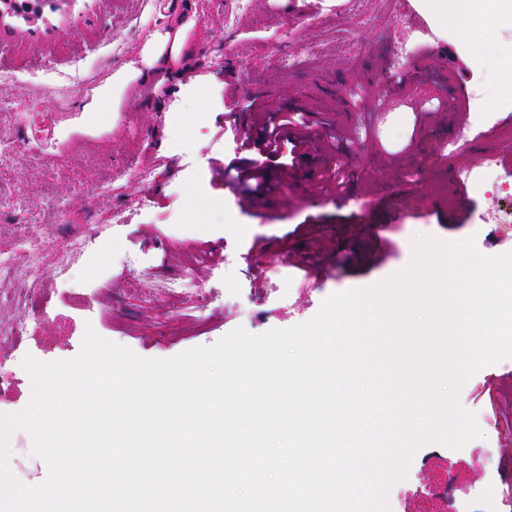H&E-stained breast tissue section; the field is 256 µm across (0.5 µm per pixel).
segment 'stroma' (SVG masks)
Masks as SVG:
<instances>
[{
  "label": "stroma",
  "mask_w": 512,
  "mask_h": 512,
  "mask_svg": "<svg viewBox=\"0 0 512 512\" xmlns=\"http://www.w3.org/2000/svg\"><path fill=\"white\" fill-rule=\"evenodd\" d=\"M35 20L16 14L0 31V252L28 263L23 238H36L40 277L25 313L0 292V323L22 319L21 357L0 341L6 375L0 414L32 396L24 356L76 357L86 328L145 358H170L211 346L235 328L253 335L311 319L329 295L374 285L411 261V239L475 237L485 255L512 251V225L490 219L512 206L498 191L468 188L457 217L430 208L451 197L444 170L457 141L478 130L512 134V72L496 58L512 42L483 48L463 23L437 37L423 0H34ZM400 11L403 22L394 24ZM181 27L179 56L163 54L131 80L114 112L90 122L83 110L97 89L130 63L155 33ZM433 48L422 82L392 89L415 64L396 55L406 35ZM314 53L306 61V53ZM454 68L467 92L487 88L491 103L453 124L455 137L431 136L444 111L415 112L446 92L436 73ZM306 111L312 131L363 137L350 152L347 200L312 189L321 163L297 161L283 190L238 203L225 194L219 167L258 137L254 105ZM242 113L235 136L224 114ZM155 168L134 180L139 160ZM127 221L113 223L115 214ZM92 238L69 271L56 263L71 239ZM291 247L300 268L282 264ZM188 293L162 284L190 261ZM278 292H270V285ZM481 437L453 449L420 447L405 479L390 489V512H512V359L482 368L459 392ZM8 468L22 484L48 476L29 434L9 439Z\"/></svg>",
  "instance_id": "35a3bbf8"
}]
</instances>
